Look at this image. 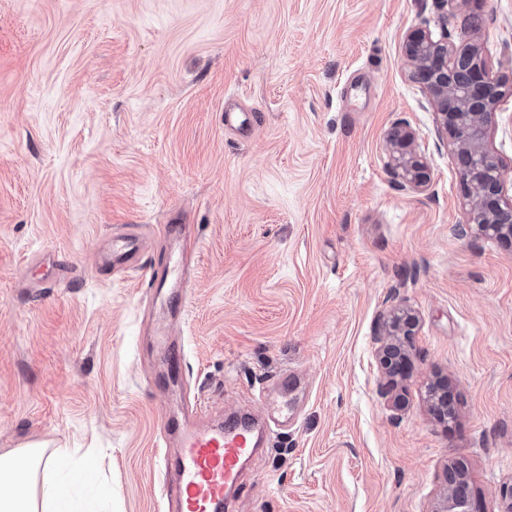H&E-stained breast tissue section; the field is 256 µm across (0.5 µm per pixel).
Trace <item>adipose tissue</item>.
<instances>
[{
  "instance_id": "ef3b65f1",
  "label": "adipose tissue",
  "mask_w": 512,
  "mask_h": 512,
  "mask_svg": "<svg viewBox=\"0 0 512 512\" xmlns=\"http://www.w3.org/2000/svg\"><path fill=\"white\" fill-rule=\"evenodd\" d=\"M70 449L32 446L0 454V512H89L60 468Z\"/></svg>"
}]
</instances>
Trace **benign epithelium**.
<instances>
[{
  "mask_svg": "<svg viewBox=\"0 0 512 512\" xmlns=\"http://www.w3.org/2000/svg\"><path fill=\"white\" fill-rule=\"evenodd\" d=\"M404 53L411 79L435 109L440 129L453 146L467 199V218L459 225L460 232L512 241V196L505 192L504 166L486 146L488 130L512 88L490 76L479 45L470 37L453 46L446 33L436 37L429 29L417 28L407 35ZM387 144L391 172L402 185L427 186L430 170L414 133L397 124L389 130ZM418 325V316L404 306L387 312L382 352L388 375L403 372ZM430 397L434 410L446 414L451 404L447 384L432 386ZM474 508L463 466L448 467L446 489L435 512H474Z\"/></svg>",
  "mask_w": 512,
  "mask_h": 512,
  "instance_id": "7a95c632",
  "label": "benign epithelium"
}]
</instances>
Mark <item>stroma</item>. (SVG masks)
Masks as SVG:
<instances>
[{
	"label": "stroma",
	"mask_w": 512,
	"mask_h": 512,
	"mask_svg": "<svg viewBox=\"0 0 512 512\" xmlns=\"http://www.w3.org/2000/svg\"><path fill=\"white\" fill-rule=\"evenodd\" d=\"M442 0H0V453L70 448L97 512H162V414L254 413L299 379L294 426L271 428L231 512H434L450 460L477 512L512 484V247L462 237L452 145L409 78L404 40ZM512 82V0H467ZM252 113L224 126V100ZM407 124L426 189L388 170ZM487 145L512 183V97ZM188 225L185 351L160 390L163 317L143 276L101 271L115 229L171 264ZM420 327L394 406L386 312ZM447 378L455 415L428 386Z\"/></svg>",
	"instance_id": "obj_1"
}]
</instances>
